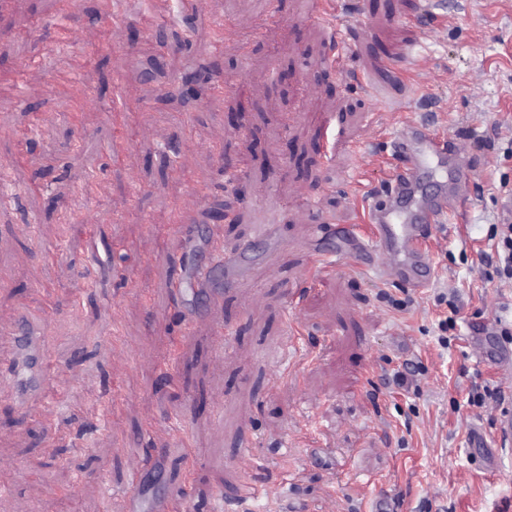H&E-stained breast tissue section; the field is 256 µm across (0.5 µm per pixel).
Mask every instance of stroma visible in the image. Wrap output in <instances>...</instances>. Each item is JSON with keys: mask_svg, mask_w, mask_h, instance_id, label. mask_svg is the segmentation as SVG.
<instances>
[{"mask_svg": "<svg viewBox=\"0 0 512 512\" xmlns=\"http://www.w3.org/2000/svg\"><path fill=\"white\" fill-rule=\"evenodd\" d=\"M320 2L200 0L186 19L178 0H73V40L57 0L0 10V194L17 198L0 209V326L50 286L63 402L34 418L0 385V459L17 467L0 512H53L69 494L77 512H157L183 488L195 512H512L498 409L468 403L486 386L512 403V374L473 355L503 313L486 256L512 197V0H336L333 25L315 21ZM414 15L431 32L416 68L383 67L418 42ZM201 69L221 72L224 93L187 90ZM70 75L95 107L55 89ZM409 120L432 121L474 171L460 222L427 238L422 290L329 267L309 237L364 224ZM216 237L239 274L219 280L218 307L176 264L207 262ZM116 319L126 355L109 342ZM246 478L261 493L242 505Z\"/></svg>", "mask_w": 512, "mask_h": 512, "instance_id": "1", "label": "stroma"}]
</instances>
